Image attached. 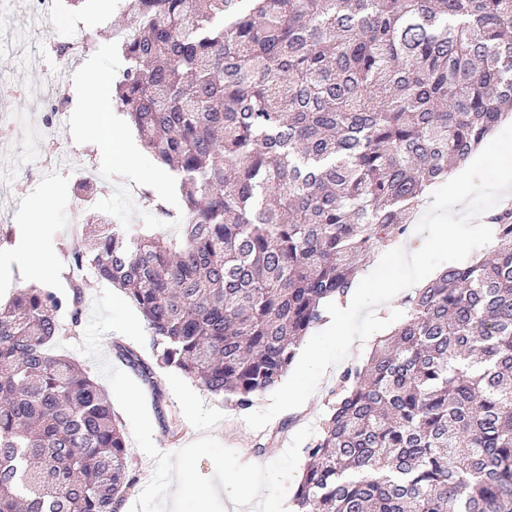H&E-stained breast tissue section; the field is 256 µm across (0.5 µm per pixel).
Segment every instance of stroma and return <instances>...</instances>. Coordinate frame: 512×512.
<instances>
[{
  "label": "stroma",
  "instance_id": "35a3bbf8",
  "mask_svg": "<svg viewBox=\"0 0 512 512\" xmlns=\"http://www.w3.org/2000/svg\"><path fill=\"white\" fill-rule=\"evenodd\" d=\"M68 21V15H61L56 28L32 29L25 44L12 52H0V101L11 106L10 112L0 118V163L26 180L19 192L14 191L10 183L0 184V225L9 224L14 229L12 238L0 241L1 306L29 285L26 274L14 260L16 249L25 239L27 219H36L40 224L34 250L58 263L59 276L51 287L60 294L68 291L70 262L63 247L77 239L74 224L77 211L91 215L105 211L116 224H151L158 228L163 225L154 212L142 207L139 199L124 195L118 189L117 181H99L94 204L86 206L74 196L68 176H40L29 170L31 155L40 151L36 132L47 108L45 103L21 94L20 89L37 77L41 66L54 63L56 56L48 52L47 47L71 37ZM56 125L58 136L72 147L67 156L70 172L100 164L97 148L80 125L76 108H69L59 116ZM505 147L512 148L510 119L503 121L488 140L489 157L469 161L464 166V192H457L446 182L437 185L421 218L397 233L388 246L365 258L357 276L358 287L393 285L400 288L404 299L413 293L417 282L429 279L434 271L451 264L467 263L491 250L492 240L487 232L480 230L475 218L487 216L501 204L500 199L491 194L492 186L500 180V169L492 153ZM118 176V180L154 192L171 211L177 212L183 207L174 175L145 149H137ZM434 224L447 225L453 235L466 241V251L452 252L435 245L430 234ZM86 283L81 325L72 326L69 312H60L59 320L64 331L54 338L50 348L55 354L86 367L95 381L105 388L109 382L99 370L100 362L126 370L127 364L117 349L131 346L132 341L118 333L105 335L102 357L98 360L76 351L75 346L83 336V324L90 319L93 301L107 286L106 281L93 275L87 277ZM405 316L403 300L388 303L379 321L367 307L343 311L342 319L360 333V340L347 349L329 350V368L325 374L305 378L288 393L282 386H275L255 396L245 410L239 409L231 400L211 395L197 381L178 370L156 368L155 382L161 398L159 403L148 406L156 446L162 451L174 452L208 434L235 450L244 462L265 465L274 461L285 452L298 430L307 426L320 430L344 372L365 363L380 336L403 322ZM188 394L200 402V414L188 411L184 402Z\"/></svg>",
  "mask_w": 512,
  "mask_h": 512
}]
</instances>
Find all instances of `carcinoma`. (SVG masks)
<instances>
[{
  "instance_id": "cac0c4a2",
  "label": "carcinoma",
  "mask_w": 512,
  "mask_h": 512,
  "mask_svg": "<svg viewBox=\"0 0 512 512\" xmlns=\"http://www.w3.org/2000/svg\"><path fill=\"white\" fill-rule=\"evenodd\" d=\"M115 95L180 183V243L100 216L69 247L124 290L155 361L241 409L275 386L356 261L412 222L512 109V0H125ZM490 254L406 299L348 369L296 512H512V205ZM69 293L0 309V512H118L121 422L79 364L50 353Z\"/></svg>"
}]
</instances>
